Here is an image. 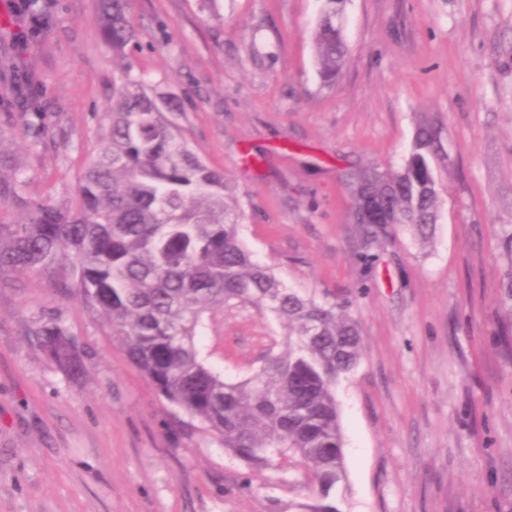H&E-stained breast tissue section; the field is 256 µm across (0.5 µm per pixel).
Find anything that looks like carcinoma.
<instances>
[{"mask_svg":"<svg viewBox=\"0 0 512 512\" xmlns=\"http://www.w3.org/2000/svg\"><path fill=\"white\" fill-rule=\"evenodd\" d=\"M343 0H325L314 43L318 72L332 86L347 61L336 26ZM104 44L125 54L135 40L128 0H101ZM165 98L148 92L126 67L112 78L107 131L79 186V206L62 210L22 195L23 180L0 177V206L25 218L0 222V281L33 269L70 268L62 288L101 311L123 352L169 403L201 421L224 449L251 466L302 468L313 496L304 512H341L332 491L344 478L336 385L361 355L358 322L336 303L288 288L256 261L240 237L233 188L209 167L165 116ZM432 126H419L402 168L342 173L352 223L367 239L397 226L426 239L438 220ZM250 304L282 321L283 350L268 352L253 374L230 381L200 358L206 316ZM504 333L512 331V280L501 297ZM32 335L51 363L84 371L74 340L51 314Z\"/></svg>","mask_w":512,"mask_h":512,"instance_id":"carcinoma-1","label":"carcinoma"}]
</instances>
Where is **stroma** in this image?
<instances>
[{
    "instance_id": "stroma-1",
    "label": "stroma",
    "mask_w": 512,
    "mask_h": 512,
    "mask_svg": "<svg viewBox=\"0 0 512 512\" xmlns=\"http://www.w3.org/2000/svg\"><path fill=\"white\" fill-rule=\"evenodd\" d=\"M324 0H130L137 42L113 56L100 0H0V174L62 209L107 129L114 72L173 97L166 116L222 169L240 234L288 287L348 302L361 329L337 387L346 480L341 512H512V349L499 321L512 272V0H345L349 60L317 73ZM32 77L28 96L13 75ZM41 117H27V97ZM439 220L428 246L403 227L365 244L340 173L399 168L419 124ZM372 257L364 266L361 252ZM59 274L0 288V512H301L300 471L254 470L168 403L112 327ZM52 313L84 374L27 334ZM282 326L249 305L216 311L198 347L241 379Z\"/></svg>"
}]
</instances>
